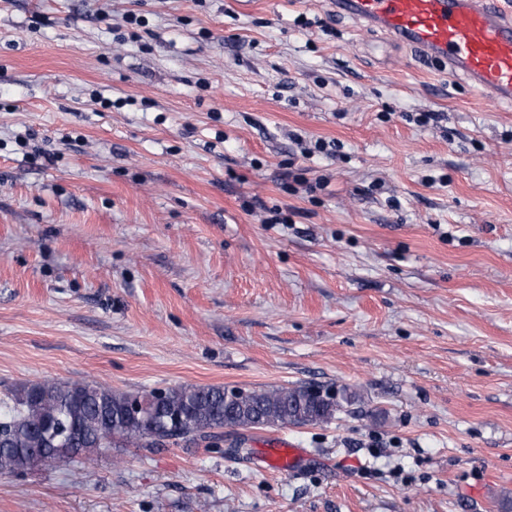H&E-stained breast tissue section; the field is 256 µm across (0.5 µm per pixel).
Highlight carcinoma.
Listing matches in <instances>:
<instances>
[{
	"instance_id": "1",
	"label": "carcinoma",
	"mask_w": 512,
	"mask_h": 512,
	"mask_svg": "<svg viewBox=\"0 0 512 512\" xmlns=\"http://www.w3.org/2000/svg\"><path fill=\"white\" fill-rule=\"evenodd\" d=\"M355 400L346 390L319 398L307 385L245 391L224 386L119 393L98 383L44 380L0 398V476L41 460H92L102 448H162L224 428L324 423Z\"/></svg>"
}]
</instances>
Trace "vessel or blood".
Returning <instances> with one entry per match:
<instances>
[{"label": "vessel or blood", "mask_w": 512, "mask_h": 512, "mask_svg": "<svg viewBox=\"0 0 512 512\" xmlns=\"http://www.w3.org/2000/svg\"><path fill=\"white\" fill-rule=\"evenodd\" d=\"M506 0H336L340 12L377 27L423 57L446 62L492 99L512 105V18ZM302 449L282 441L270 465L293 469Z\"/></svg>", "instance_id": "obj_1"}]
</instances>
